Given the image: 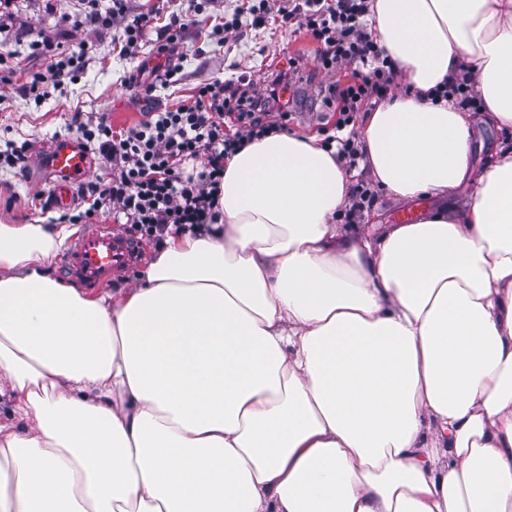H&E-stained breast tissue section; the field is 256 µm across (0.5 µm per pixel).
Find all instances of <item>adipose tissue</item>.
I'll use <instances>...</instances> for the list:
<instances>
[{
    "label": "adipose tissue",
    "mask_w": 512,
    "mask_h": 512,
    "mask_svg": "<svg viewBox=\"0 0 512 512\" xmlns=\"http://www.w3.org/2000/svg\"><path fill=\"white\" fill-rule=\"evenodd\" d=\"M402 76L360 131L399 199L472 191L380 237L313 136L224 162L221 219L136 287L47 270L67 224H0V512H512V148L470 167L476 76L512 127V0H370ZM471 92H472V83H471V80H469V81H464L459 84H452L448 87L446 86V89L443 92H440L439 94H442V97H444L446 99L448 97L455 98L456 100L459 99L461 104H470V102L474 96L477 106H480V107L477 112H474V110L472 108H468V111L473 112L472 115L474 118H476L480 114L478 112H480V109H481V102H480L479 95L475 91L474 87H473V92H472L473 96L471 95Z\"/></svg>",
    "instance_id": "obj_1"
}]
</instances>
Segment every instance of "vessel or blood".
<instances>
[{"instance_id":"obj_1","label":"vessel or blood","mask_w":512,"mask_h":512,"mask_svg":"<svg viewBox=\"0 0 512 512\" xmlns=\"http://www.w3.org/2000/svg\"><path fill=\"white\" fill-rule=\"evenodd\" d=\"M39 164L52 174L55 201L61 207L70 203L72 185L86 180L91 170L86 151L71 140L56 141L40 156ZM142 257L143 248L136 239L101 224L72 241L60 271L66 279L95 291L125 276Z\"/></svg>"}]
</instances>
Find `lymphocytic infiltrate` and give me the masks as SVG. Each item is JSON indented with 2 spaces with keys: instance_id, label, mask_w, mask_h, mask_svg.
Instances as JSON below:
<instances>
[{
  "instance_id": "obj_1",
  "label": "lymphocytic infiltrate",
  "mask_w": 512,
  "mask_h": 512,
  "mask_svg": "<svg viewBox=\"0 0 512 512\" xmlns=\"http://www.w3.org/2000/svg\"><path fill=\"white\" fill-rule=\"evenodd\" d=\"M81 23L111 39L119 55L139 54L146 31L154 21L149 14H130L127 0H82ZM368 0H299L284 12L282 23L299 20L320 43L318 72L342 67L353 70L347 86L329 83L321 88L325 106L336 107L337 129L352 126L357 112L382 96L388 75L396 69L379 46L365 21ZM187 24L182 15H170L160 28L156 56L168 57L165 68L153 69V81L130 75L127 87L150 98L156 84L167 86L182 79L171 58ZM30 55L50 58L49 75L19 76L9 67L8 54H0V82H17L21 95L39 96L46 79L55 84L73 81L85 70L94 48L78 42L62 50L43 39L27 41ZM274 84L257 91L244 80L216 79L197 86L194 101L160 112L124 131H114L107 114L83 118L74 113L76 139L95 150L105 162L106 177L84 184L80 190L86 208L66 212L69 224H88L102 209L124 217L132 235L162 241L168 234L197 232L217 223L220 216L224 162L247 142L284 130L290 112L278 110ZM201 169H194V162Z\"/></svg>"
}]
</instances>
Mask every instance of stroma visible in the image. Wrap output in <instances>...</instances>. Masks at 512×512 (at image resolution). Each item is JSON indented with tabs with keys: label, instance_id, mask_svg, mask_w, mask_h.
Returning a JSON list of instances; mask_svg holds the SVG:
<instances>
[{
	"label": "stroma",
	"instance_id": "obj_1",
	"mask_svg": "<svg viewBox=\"0 0 512 512\" xmlns=\"http://www.w3.org/2000/svg\"><path fill=\"white\" fill-rule=\"evenodd\" d=\"M250 0H211L209 13L196 15L192 0H129L131 14H153L155 28L145 38L147 48L157 45V29L165 25L170 14L187 16L189 25L183 33L180 65L183 79L171 86H157L151 101H143L127 91L124 82L139 68L141 58H122L113 53L109 38L91 27L75 26L77 0H17L11 24L0 30V52L12 51L27 71L48 72V59L27 57L25 37H43L60 47L85 41L96 44L85 73L75 82L46 84V95L38 101L21 96L11 85L0 86V149L9 144L31 143L32 164L26 171L0 170V222L33 224L57 218V210L45 211L39 196L53 189L48 173L35 163L36 157L54 141L70 138L69 123L74 112L108 113L115 130H122L144 120L146 113L158 112L189 99L199 84L214 79H228L248 74L255 83H263L271 74L286 71L289 60H299L303 73L317 64V45L304 30L283 26L278 15L287 0H267L264 23L248 30L246 36L228 35L225 40L211 37V27L235 12L247 8ZM319 85L301 81L297 96V114L288 121L286 133L325 138L334 131L338 115L324 107L318 94ZM354 183L369 185L374 199L350 219V228L374 235L411 213L426 216L439 208L462 207L469 196V185L451 190L447 197L422 196L413 201L393 198L375 182L365 166H357Z\"/></svg>",
	"mask_w": 512,
	"mask_h": 512
}]
</instances>
